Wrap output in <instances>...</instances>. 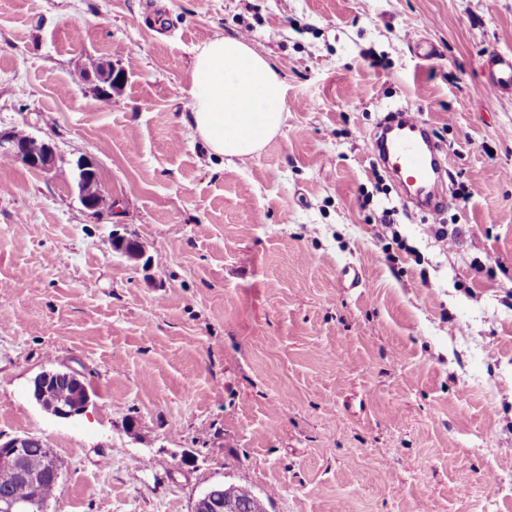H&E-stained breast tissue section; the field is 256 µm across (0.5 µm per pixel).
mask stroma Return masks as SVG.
<instances>
[{"label": "stroma", "instance_id": "stroma-1", "mask_svg": "<svg viewBox=\"0 0 512 512\" xmlns=\"http://www.w3.org/2000/svg\"><path fill=\"white\" fill-rule=\"evenodd\" d=\"M245 38L281 132L227 165L189 128L192 59ZM512 0H0V438L62 469L47 512H512ZM124 74L111 98L91 61ZM416 113L442 209L404 205L373 139ZM93 158L109 216L87 212ZM473 196H463V188ZM444 225L455 239L430 233ZM137 240L138 260L112 240ZM80 372L83 415L30 391ZM493 57L496 70L486 80V84L492 92L502 86H512V54L496 53ZM0 156L25 167L50 172L55 168L56 154L49 141H38L28 135L0 131ZM75 170V181L83 207L94 216L103 215L105 198L102 197V184L97 164L91 158L82 157L77 161ZM59 374L58 371H46L34 378L31 385L33 399L45 411L59 419H71L82 415L89 404V394L83 401L70 405L57 403L50 397L49 385ZM227 506L223 512H265L262 501L251 488L239 485L212 486Z\"/></svg>", "mask_w": 512, "mask_h": 512}]
</instances>
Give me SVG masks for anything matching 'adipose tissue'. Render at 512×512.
<instances>
[{
  "label": "adipose tissue",
  "instance_id": "adipose-tissue-1",
  "mask_svg": "<svg viewBox=\"0 0 512 512\" xmlns=\"http://www.w3.org/2000/svg\"><path fill=\"white\" fill-rule=\"evenodd\" d=\"M189 127L211 154L232 164L254 157L281 130L285 88L262 54L242 39L217 37L192 63Z\"/></svg>",
  "mask_w": 512,
  "mask_h": 512
}]
</instances>
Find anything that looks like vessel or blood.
<instances>
[{
  "mask_svg": "<svg viewBox=\"0 0 512 512\" xmlns=\"http://www.w3.org/2000/svg\"><path fill=\"white\" fill-rule=\"evenodd\" d=\"M496 69L486 83L491 90L512 86V54H495ZM382 163L406 185L416 187L420 201L432 202L442 180L435 146L422 122L405 115L396 125L383 127L380 136Z\"/></svg>",
  "mask_w": 512,
  "mask_h": 512,
  "instance_id": "b4317fda",
  "label": "vessel or blood"
}]
</instances>
